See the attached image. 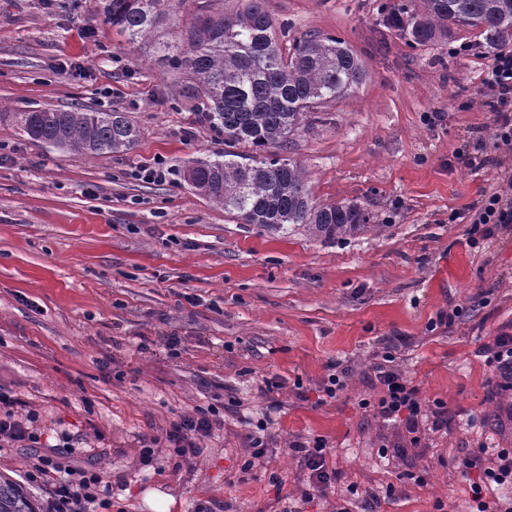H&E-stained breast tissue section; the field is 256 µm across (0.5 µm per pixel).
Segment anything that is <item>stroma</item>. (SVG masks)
Wrapping results in <instances>:
<instances>
[{
  "label": "stroma",
  "mask_w": 512,
  "mask_h": 512,
  "mask_svg": "<svg viewBox=\"0 0 512 512\" xmlns=\"http://www.w3.org/2000/svg\"><path fill=\"white\" fill-rule=\"evenodd\" d=\"M389 2L266 0L288 39H344L365 71L288 152L317 201L373 214L327 239L242 223L186 183L193 161L223 158L224 139L100 21L96 0H0V389L41 434L36 448L0 447V475L37 512L53 486L28 474L63 431L66 464L100 479L96 512H154L164 497L168 512H469L455 459L512 448V396L494 391L480 352L512 333V226L472 244L448 215L495 191L512 151L457 163L468 135L493 132L491 54L474 30L411 47L381 23ZM463 43L476 55L451 56ZM74 106L126 113L136 145L86 155L31 141L15 119ZM156 158L166 181L132 178ZM441 313L453 324L432 328ZM388 351L423 398L447 403V430L415 445L401 421L360 407ZM337 361L347 388L327 399ZM267 378L280 387L264 395ZM200 408L219 425L186 460L159 437ZM261 426L267 454L244 469ZM318 436L337 479L309 501L291 445Z\"/></svg>",
  "instance_id": "stroma-1"
}]
</instances>
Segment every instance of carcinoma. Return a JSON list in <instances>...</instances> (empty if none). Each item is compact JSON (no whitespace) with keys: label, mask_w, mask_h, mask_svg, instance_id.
<instances>
[{"label":"carcinoma","mask_w":512,"mask_h":512,"mask_svg":"<svg viewBox=\"0 0 512 512\" xmlns=\"http://www.w3.org/2000/svg\"><path fill=\"white\" fill-rule=\"evenodd\" d=\"M97 15L163 70L179 74V96L197 121L237 151L196 161L187 182L246 224L295 225L334 238L364 229L372 216L358 202L320 203L304 168L272 152L288 150L311 114L346 96L364 70L345 40L307 32L285 53L265 0H98ZM406 29L412 47L478 28L486 48L512 41V0H424ZM16 119L28 137L62 149L103 154L132 149L136 126L122 112L35 110ZM0 512H36L24 491L0 479Z\"/></svg>","instance_id":"1"}]
</instances>
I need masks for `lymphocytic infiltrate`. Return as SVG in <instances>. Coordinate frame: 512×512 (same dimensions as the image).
Wrapping results in <instances>:
<instances>
[{"instance_id": "obj_1", "label": "lymphocytic infiltrate", "mask_w": 512, "mask_h": 512, "mask_svg": "<svg viewBox=\"0 0 512 512\" xmlns=\"http://www.w3.org/2000/svg\"><path fill=\"white\" fill-rule=\"evenodd\" d=\"M486 90V107L494 115V132L490 138H477L471 149L456 152V159L473 166L476 157L491 160L501 149L512 150V48L497 51L489 60L482 79ZM506 185L474 203L468 212H452L449 223L463 220L471 224L469 233L488 238L500 228L512 226V176H506ZM487 363L492 366L497 378L495 389L500 393L512 392V334L498 331L481 348ZM377 390L375 399H362V406H373L387 420L402 419L409 432H418L422 424H430L439 431L451 422L448 406L444 401L423 400L417 386L398 369L392 353H385L372 367ZM17 398L0 390V447L14 445L32 448L39 443L41 435L34 429L35 415L20 418L13 407ZM214 420L209 411L200 409L195 414L181 417L171 423L164 440L175 453L184 459L197 455L201 442L210 436ZM292 449L300 454L309 470V485L320 492L336 480L335 470L327 465V444L316 438L293 443ZM492 454V465H484L482 451H473L459 458L457 464L470 477L472 499L477 512H512V499L505 498L488 504L487 493L494 487L512 485V448H496ZM60 465L49 457L41 458L35 476L39 479L54 477L53 496L48 512H86L88 503L95 499L99 478L94 474H81L80 478L62 476Z\"/></svg>"}]
</instances>
